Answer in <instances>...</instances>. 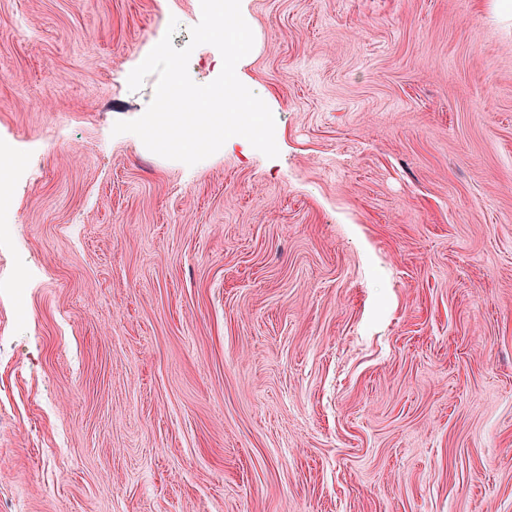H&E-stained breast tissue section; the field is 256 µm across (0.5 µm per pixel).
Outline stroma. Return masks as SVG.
Masks as SVG:
<instances>
[{
	"label": "stroma",
	"instance_id": "35a3bbf8",
	"mask_svg": "<svg viewBox=\"0 0 512 512\" xmlns=\"http://www.w3.org/2000/svg\"><path fill=\"white\" fill-rule=\"evenodd\" d=\"M241 4L279 155L189 166L200 0H0V512H512V15Z\"/></svg>",
	"mask_w": 512,
	"mask_h": 512
}]
</instances>
